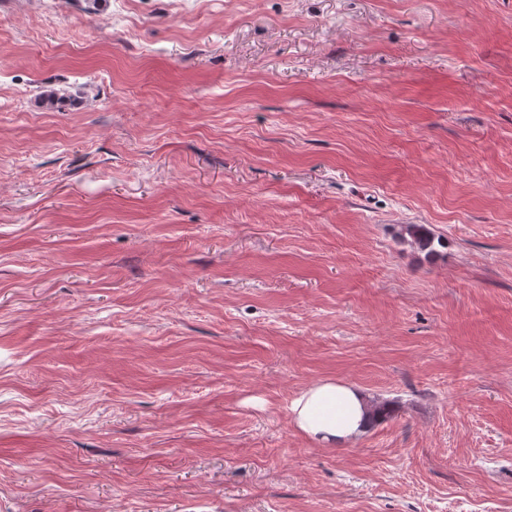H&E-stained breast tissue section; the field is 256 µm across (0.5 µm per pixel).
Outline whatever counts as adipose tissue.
Here are the masks:
<instances>
[{"label":"adipose tissue","mask_w":512,"mask_h":512,"mask_svg":"<svg viewBox=\"0 0 512 512\" xmlns=\"http://www.w3.org/2000/svg\"><path fill=\"white\" fill-rule=\"evenodd\" d=\"M295 430L310 442L335 448L350 443L371 427L372 415L363 392L332 379L310 384L291 401Z\"/></svg>","instance_id":"1"}]
</instances>
